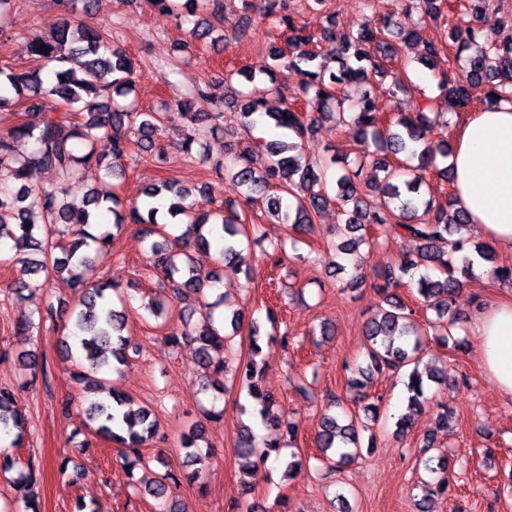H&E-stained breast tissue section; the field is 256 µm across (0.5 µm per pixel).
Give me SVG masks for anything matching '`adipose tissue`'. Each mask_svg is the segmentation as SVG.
Listing matches in <instances>:
<instances>
[{
    "instance_id": "obj_1",
    "label": "adipose tissue",
    "mask_w": 512,
    "mask_h": 512,
    "mask_svg": "<svg viewBox=\"0 0 512 512\" xmlns=\"http://www.w3.org/2000/svg\"><path fill=\"white\" fill-rule=\"evenodd\" d=\"M454 193L475 235L512 252V102L472 109L454 127ZM480 366L512 400V300L484 305L472 326Z\"/></svg>"
}]
</instances>
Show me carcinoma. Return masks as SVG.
<instances>
[{"instance_id":"carcinoma-1","label":"carcinoma","mask_w":512,"mask_h":512,"mask_svg":"<svg viewBox=\"0 0 512 512\" xmlns=\"http://www.w3.org/2000/svg\"><path fill=\"white\" fill-rule=\"evenodd\" d=\"M97 0H70V15L55 29L50 39L32 36L27 40L28 55L38 62L32 71L16 72L0 67V106L15 100H25L28 120L0 135V239L9 238L14 251L12 263L20 266L11 284L12 293L26 299L38 291H46L50 281L64 278L73 288L76 302L72 308L47 296L38 311V320L26 318L18 331L29 332L37 324L53 323L64 314L71 324L60 339L62 352L78 355L88 362L94 373L118 372L120 367L138 355L139 346L127 331L125 310L113 307L112 294L118 293L116 282L106 276H94L89 247L102 251L128 224L139 226L142 239L150 241L151 260L162 279V288L172 299L188 293H202L216 277L196 265L193 252L210 249V237L216 234L224 240V267L236 271L244 261L241 242H262L266 232L260 224H245L239 215L224 211L202 212L189 202L193 191L174 178H161L147 186L143 199L131 203L121 201L112 183L125 175V161L132 154V145L148 152L153 147L157 125L177 115L183 120V139L179 144L186 159H207L205 153L193 155L198 141L197 125L200 116L248 130L256 118L262 117L274 127L288 131L286 139L264 144L270 161L264 169L253 166L252 150L239 147L237 142L225 144V161L218 164L224 175L245 189L247 196H266V209L275 224H288L295 231L312 222L314 215L331 205L344 216V240L338 249L352 255L366 240L363 231L369 226L388 225L401 237L418 242L414 254L387 263L376 276L374 288L383 295L388 306L365 326L369 343L370 365L357 367V373L369 377L380 369L400 370L408 367L407 413L395 422L399 433L412 426V412L427 401L425 385H441L448 379L451 366L432 372L419 370L422 346L421 327L408 308L392 289L405 284L416 285L425 308L436 312L448 340L459 318L451 310L452 298L462 281L455 275V254L465 250L462 241L453 238L454 230L469 223L466 212L457 206L454 193L448 194V204L434 205L421 193L424 172L438 167L437 159L445 160L450 153L448 140L431 136L437 127L439 109L433 99L420 102L414 118L396 111L398 93L406 86L397 84L389 97L380 99L367 91L353 97L348 88L359 85L370 74L385 78L384 62L396 56L402 48L421 46V64L433 68L446 48H456L454 64L437 75L436 99L444 101L451 114L470 108L468 87L486 83L488 101L495 97L512 99V42L498 43L475 27L481 23L491 27L498 23L473 6L469 19L459 18L448 26V38L440 33L427 34L426 22H436L443 16L445 0H410L420 14L419 25L405 29L388 19L379 29L365 27L357 33H337L336 16L327 17V26L319 32L310 29L299 16L290 12L288 0H265L263 16L288 32V48L271 51L269 73L297 72L303 76L298 98L282 108L271 111L266 103L246 99L236 93L241 105L236 111L202 114L191 108L208 102L201 91L193 101L167 105L162 112H146L136 106L131 94L135 87L136 63L115 45L110 30L94 27L78 19L91 15ZM153 6L176 16L180 22L193 24L191 36L209 37L212 42L223 40V0H151ZM328 55L338 68H328L319 58ZM335 119L357 144L363 155L376 154V164L384 173V191L375 199L367 198L358 186L361 174L350 164L336 171L335 193L325 180L330 164L310 163L302 159L299 149L313 134L320 122ZM34 142L35 149L20 151L22 143ZM103 171L100 185L89 189L79 200L70 194V184L90 167ZM34 170L54 174L55 180L46 185L30 186L29 175ZM279 189L270 196L268 190ZM165 198L169 209L186 219L176 243L156 220L153 202ZM106 224L97 235L88 232L92 224ZM432 270L435 275L416 277L420 269ZM221 302L204 304L196 322L180 318L181 327L172 329L165 339L171 345L187 342L196 345L199 366L204 373L202 389L219 391L226 372L224 346L241 327L242 316L230 311L227 327H217L214 309ZM257 331L250 335V353L239 368L242 383L251 398L250 407H240L258 416L272 434L263 449L256 448L251 427L239 429L237 448L240 454L257 456L265 462L271 452L283 445L278 433L294 437L297 425L274 410L273 396L262 387L264 361L259 359L262 346ZM13 364L22 371L36 375L39 363L35 354L20 353ZM109 400H94L86 409L91 432L120 448L124 465L131 468L141 458L142 448L159 431L150 410L134 407L133 400L117 388L108 391ZM342 407L339 399L330 400L320 420L316 446L323 458H333L336 465L352 461L359 454L360 430L372 427L358 421L353 414L344 424L336 415ZM29 432L26 414L18 407L14 392L0 387V435L11 438L10 447L18 448ZM202 426L193 427L184 436L185 469L179 473L166 472L157 483L148 487V494L165 500L170 486L187 482L205 487L211 450H202L198 441ZM424 469L437 475L435 482L421 483L423 492L421 512H429L431 497L445 494L450 488L448 456H429ZM35 466L30 463L19 473L17 484L26 490L22 504L3 507V512H41L37 494Z\"/></svg>"}]
</instances>
